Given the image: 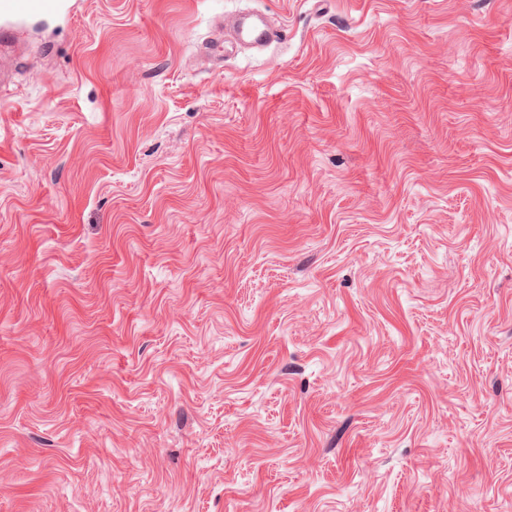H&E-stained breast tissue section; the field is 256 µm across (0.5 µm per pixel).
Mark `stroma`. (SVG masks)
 I'll list each match as a JSON object with an SVG mask.
<instances>
[{
  "label": "stroma",
  "mask_w": 512,
  "mask_h": 512,
  "mask_svg": "<svg viewBox=\"0 0 512 512\" xmlns=\"http://www.w3.org/2000/svg\"><path fill=\"white\" fill-rule=\"evenodd\" d=\"M15 27L0 512H512V0ZM235 36L241 43L255 45L277 39L279 33L275 29L268 28L260 15L254 14L242 17L238 21Z\"/></svg>",
  "instance_id": "obj_1"
}]
</instances>
